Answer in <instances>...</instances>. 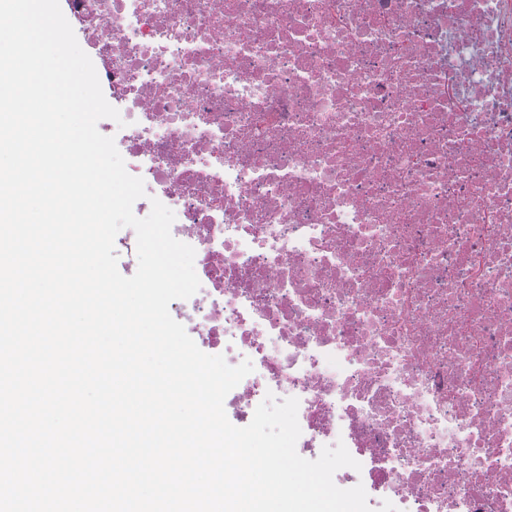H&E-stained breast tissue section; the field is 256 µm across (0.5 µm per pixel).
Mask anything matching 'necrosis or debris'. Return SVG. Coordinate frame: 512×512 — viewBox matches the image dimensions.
Segmentation results:
<instances>
[{
	"mask_svg": "<svg viewBox=\"0 0 512 512\" xmlns=\"http://www.w3.org/2000/svg\"><path fill=\"white\" fill-rule=\"evenodd\" d=\"M192 336L369 501L512 512V0H66Z\"/></svg>",
	"mask_w": 512,
	"mask_h": 512,
	"instance_id": "1",
	"label": "necrosis or debris"
}]
</instances>
